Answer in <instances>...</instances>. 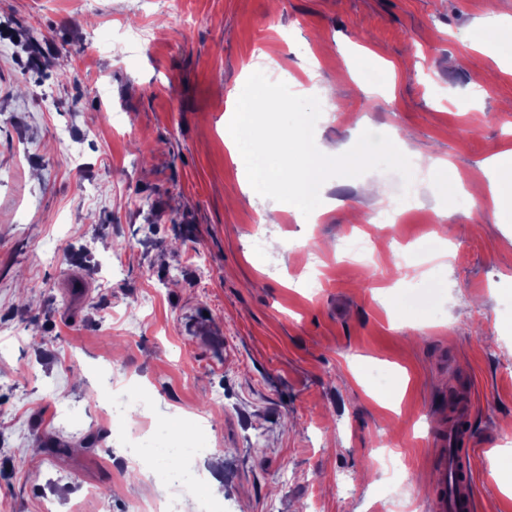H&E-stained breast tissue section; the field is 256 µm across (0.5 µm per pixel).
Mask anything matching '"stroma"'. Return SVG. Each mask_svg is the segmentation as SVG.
Instances as JSON below:
<instances>
[{"instance_id": "35a3bbf8", "label": "stroma", "mask_w": 512, "mask_h": 512, "mask_svg": "<svg viewBox=\"0 0 512 512\" xmlns=\"http://www.w3.org/2000/svg\"><path fill=\"white\" fill-rule=\"evenodd\" d=\"M492 14L512 0H0V512L154 500L155 459L97 409L122 394L217 481L190 512H431L452 389L475 512H512V223L472 190L512 149ZM243 90L292 98L309 155L369 156L329 163L316 223L241 191Z\"/></svg>"}]
</instances>
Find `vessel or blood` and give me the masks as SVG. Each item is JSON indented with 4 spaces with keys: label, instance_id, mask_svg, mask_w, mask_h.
Returning <instances> with one entry per match:
<instances>
[{
    "label": "vessel or blood",
    "instance_id": "vessel-or-blood-1",
    "mask_svg": "<svg viewBox=\"0 0 512 512\" xmlns=\"http://www.w3.org/2000/svg\"><path fill=\"white\" fill-rule=\"evenodd\" d=\"M455 422L448 427V448L439 465V489L435 512H474L473 469L458 446V426L468 422L471 407L467 399L453 398Z\"/></svg>",
    "mask_w": 512,
    "mask_h": 512
}]
</instances>
